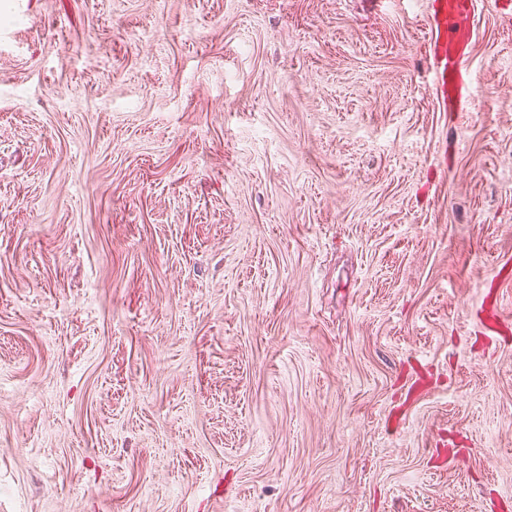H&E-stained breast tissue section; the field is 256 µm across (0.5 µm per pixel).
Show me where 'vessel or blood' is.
Wrapping results in <instances>:
<instances>
[{"mask_svg":"<svg viewBox=\"0 0 512 512\" xmlns=\"http://www.w3.org/2000/svg\"><path fill=\"white\" fill-rule=\"evenodd\" d=\"M477 0H427L428 67L437 101L448 109L461 108L477 73L465 63L475 30Z\"/></svg>","mask_w":512,"mask_h":512,"instance_id":"obj_1","label":"vessel or blood"}]
</instances>
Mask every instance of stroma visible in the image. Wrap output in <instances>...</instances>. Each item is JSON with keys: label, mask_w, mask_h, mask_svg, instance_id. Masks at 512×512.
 Returning <instances> with one entry per match:
<instances>
[{"label": "stroma", "mask_w": 512, "mask_h": 512, "mask_svg": "<svg viewBox=\"0 0 512 512\" xmlns=\"http://www.w3.org/2000/svg\"><path fill=\"white\" fill-rule=\"evenodd\" d=\"M425 0H0V512H512V26ZM477 0H427L428 67L437 101L448 110L461 108L477 72L465 63L475 30Z\"/></svg>", "instance_id": "stroma-1"}]
</instances>
